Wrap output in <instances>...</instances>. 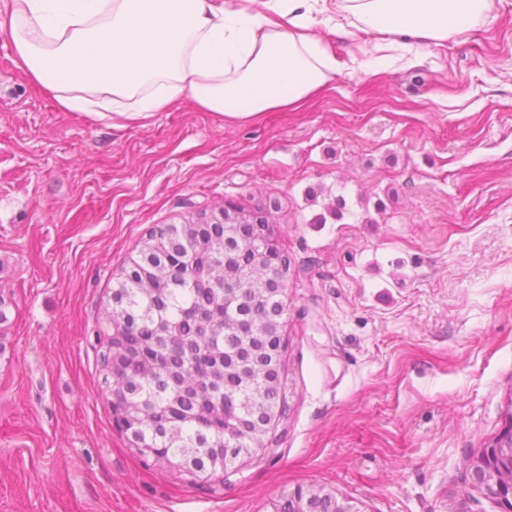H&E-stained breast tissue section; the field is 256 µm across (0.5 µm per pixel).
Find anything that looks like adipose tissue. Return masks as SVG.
I'll use <instances>...</instances> for the list:
<instances>
[{
	"label": "adipose tissue",
	"instance_id": "adipose-tissue-1",
	"mask_svg": "<svg viewBox=\"0 0 512 512\" xmlns=\"http://www.w3.org/2000/svg\"><path fill=\"white\" fill-rule=\"evenodd\" d=\"M399 36L423 45L490 22L492 0H0L15 66L59 107L96 103L140 123L183 96L224 120L301 109L339 67L318 35Z\"/></svg>",
	"mask_w": 512,
	"mask_h": 512
}]
</instances>
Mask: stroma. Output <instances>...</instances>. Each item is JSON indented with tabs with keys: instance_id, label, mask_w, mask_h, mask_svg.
<instances>
[{
	"instance_id": "obj_1",
	"label": "stroma",
	"mask_w": 512,
	"mask_h": 512,
	"mask_svg": "<svg viewBox=\"0 0 512 512\" xmlns=\"http://www.w3.org/2000/svg\"><path fill=\"white\" fill-rule=\"evenodd\" d=\"M297 111L61 109L0 33V512H502L469 463L512 420V0ZM263 213L290 259L287 411L220 484L149 468L114 425L97 333L158 224ZM317 495L309 494L303 491L301 498V508H299V504L294 499V495L288 498V494L283 497V501L280 503V511L278 512H311L313 509L311 508L310 503L316 499ZM315 512H337L336 511V498L332 496L318 498L314 502ZM299 508V511L297 510Z\"/></svg>"
}]
</instances>
